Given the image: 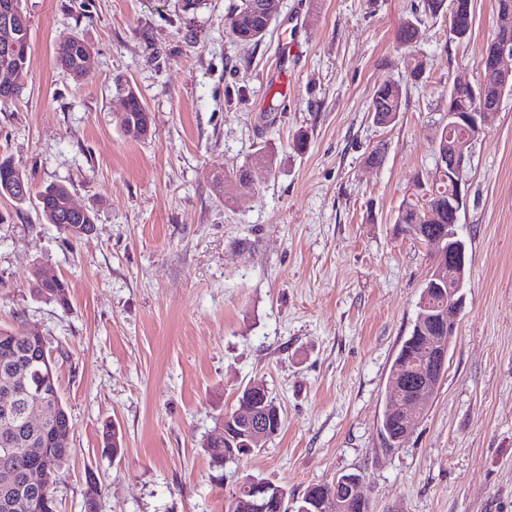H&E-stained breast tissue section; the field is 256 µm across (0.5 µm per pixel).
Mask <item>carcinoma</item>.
Instances as JSON below:
<instances>
[{
	"label": "carcinoma",
	"instance_id": "cac0c4a2",
	"mask_svg": "<svg viewBox=\"0 0 512 512\" xmlns=\"http://www.w3.org/2000/svg\"><path fill=\"white\" fill-rule=\"evenodd\" d=\"M256 0H241L226 19L229 32L236 39L245 42L261 41L269 30V17L255 7ZM424 13L437 17L448 13L449 26L452 35L450 40L464 42L469 39L474 22V0H422ZM512 8V0H496L495 35L482 51L478 63L487 64L491 60L490 48L504 33L512 38V27H502V13L505 7ZM418 27L416 22L405 19L398 27L396 38L402 47L411 46L416 40ZM29 21L22 14L13 19L7 27H0V49L7 48V54H0V70L6 69L13 76L11 85L0 89V96L9 100L19 99L27 85V53L29 48ZM79 38L70 36L60 41L56 51L57 64L80 81L89 75L87 67L82 65L83 59L77 47ZM127 105L125 112L119 117V125L125 133L130 128L141 130L150 125V115L139 96L132 90L126 92ZM403 87L397 82L385 83L378 86L372 93L369 111L373 120L383 126L393 124L402 112ZM501 95L491 91L485 95L473 92L468 87H451L448 89V123L438 129L435 140V152L448 149V139H468L473 128L467 124V119L474 118V113L488 109H498ZM251 165L245 164L235 170L224 173V178L218 181L220 190L228 188H249L248 176ZM23 178L27 191L33 190V183L27 174L11 160L0 161V196L8 197L12 187ZM429 188L415 199L402 203L399 207L395 224L398 229L420 227L423 241L434 235L443 236L448 231V225L458 222L459 210L448 207V199L458 190V181L448 173V166H434ZM462 196H467V190H462ZM50 195L47 205L39 207V215L48 224L57 225L58 229L75 241H80L90 235L92 224L72 223L65 218L66 207L62 204L64 198L70 195V190L62 184H53L38 191L36 197ZM33 293L46 300H51L62 306L68 304L69 284L65 280H41L34 277ZM416 317L424 320V326H412L408 336L403 340L395 359L390 367V374L400 371L398 362L407 363L408 372L418 373L416 362L428 357L425 348L418 344L419 336H443L448 333V288H422L417 304ZM41 342L31 336L25 329L0 328V389L9 382L12 385L14 403L17 409L26 406L32 389L33 370L22 372L23 362H32L37 357ZM253 394L244 390L237 396V405L228 414L230 420L224 426V433L219 435L224 447L242 449L252 444L248 429L242 420L235 418L234 413L244 409L251 403ZM379 433L388 449L398 448L404 444L403 416L397 398L387 402L379 422ZM69 419L63 409L56 405L50 406V412L45 421L38 427L22 425V417L16 416L15 424L10 426L0 417V449L8 446L11 454L5 458L0 455V470L8 469L13 475L14 482L10 485L0 484V512H55V501L52 486L62 474V469L69 460L72 448L69 446ZM48 470L49 481L45 484L44 492L35 496L23 487L27 471L33 467ZM339 501V512H369L367 503L349 500L342 495L341 489H336ZM288 496V489L276 484L266 493L267 512H288V506L281 505V499ZM252 496L233 487L226 499L225 512H251Z\"/></svg>",
	"mask_w": 512,
	"mask_h": 512
}]
</instances>
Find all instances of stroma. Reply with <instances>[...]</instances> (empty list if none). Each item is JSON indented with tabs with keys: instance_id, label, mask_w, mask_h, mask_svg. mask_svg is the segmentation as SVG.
Instances as JSON below:
<instances>
[{
	"instance_id": "obj_1",
	"label": "stroma",
	"mask_w": 512,
	"mask_h": 512,
	"mask_svg": "<svg viewBox=\"0 0 512 512\" xmlns=\"http://www.w3.org/2000/svg\"><path fill=\"white\" fill-rule=\"evenodd\" d=\"M238 2L21 0L28 83L0 104V160L34 190L67 185L96 225L76 242L35 201L0 196V328L44 336L70 421L57 512H85L91 474L98 512H224L213 440L253 380L282 427L242 467L291 500L351 472L371 512H512L510 92L463 173L468 272L446 372L401 448L378 431L433 263L395 217L434 167L449 87L482 77L496 0H476L468 41L427 17L408 48L396 31L421 0H280L258 43L224 25ZM70 35L92 49L83 81L55 60ZM390 81L407 94L381 127L369 103ZM128 87L151 119L138 140L118 123ZM264 145L274 168L220 195L215 174ZM38 269L69 282L68 307L34 296Z\"/></svg>"
}]
</instances>
